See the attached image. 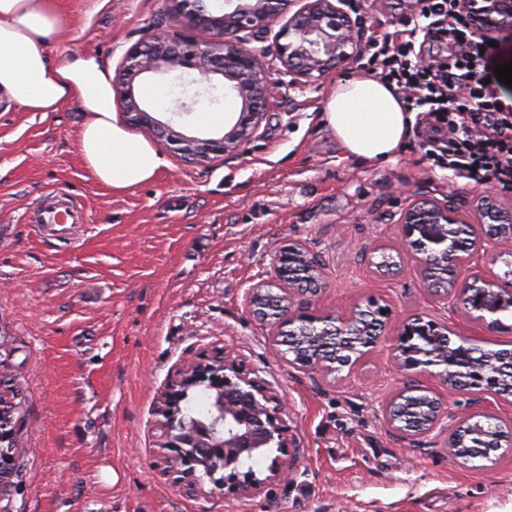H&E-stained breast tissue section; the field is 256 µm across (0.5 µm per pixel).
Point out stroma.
<instances>
[{"label": "stroma", "mask_w": 512, "mask_h": 512, "mask_svg": "<svg viewBox=\"0 0 512 512\" xmlns=\"http://www.w3.org/2000/svg\"><path fill=\"white\" fill-rule=\"evenodd\" d=\"M68 20L47 50L101 53L118 68L126 51L162 22L165 0H59ZM366 37L398 29L405 9L354 0ZM154 84L192 111L151 99L157 120L200 137L222 135L200 113L221 112V79ZM328 87L281 84L256 136L237 153L191 166L169 153L151 184L125 193L97 185L77 142L79 104L24 112L0 102V380L22 401L16 443L21 474L0 501L7 512H512V456L491 465L452 461L453 418L469 394H444L449 416L412 442L382 408L402 386L388 346L416 316L472 335L457 301L430 294L412 255L400 268L371 263L378 242L397 243L402 211L417 196L469 209L493 193L430 169L423 127L401 155L365 165L347 157L317 112ZM64 190L82 224L63 238L38 229L47 193ZM302 242L324 266L316 295L296 306L344 310L374 297L391 318L374 352L353 371L328 376L292 368L245 292L273 280L284 241ZM232 347L246 371L287 405L288 479H268L275 450L253 464L264 485L239 497H190L161 474L152 408L181 358Z\"/></svg>", "instance_id": "1"}]
</instances>
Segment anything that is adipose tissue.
Wrapping results in <instances>:
<instances>
[{
  "label": "adipose tissue",
  "instance_id": "ef3b65f1",
  "mask_svg": "<svg viewBox=\"0 0 512 512\" xmlns=\"http://www.w3.org/2000/svg\"><path fill=\"white\" fill-rule=\"evenodd\" d=\"M65 27L55 0H0V99L26 112L79 103V153L91 178L115 192L153 181L170 161L119 120L104 59L92 50L71 49L59 63L49 61L46 50ZM318 117L348 156L368 164L394 159L415 122L395 86L370 74L332 79Z\"/></svg>",
  "mask_w": 512,
  "mask_h": 512
}]
</instances>
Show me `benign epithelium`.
Here are the masks:
<instances>
[{
    "mask_svg": "<svg viewBox=\"0 0 512 512\" xmlns=\"http://www.w3.org/2000/svg\"><path fill=\"white\" fill-rule=\"evenodd\" d=\"M165 28L133 45L112 78L114 96L125 124L162 145L175 147L188 165H205L232 154L250 142L273 104L274 80L265 51L246 45L243 32L273 39L281 73L289 84H312L330 72L350 68L366 52L360 21L348 10L349 0H224L215 12L208 0H167ZM469 31L482 37L512 29V0H462ZM213 35L211 40L196 36ZM180 71L195 81L212 83L219 76L224 92L240 101L238 120L220 137L190 136L162 123L143 108L135 85L144 76ZM402 233L395 245L379 244L378 268L400 265L411 252L428 290L443 300L462 304L463 319L479 328L503 327L512 316V281L492 269L463 274L489 242L512 239V203L496 195L481 197L473 212L447 202L417 198L404 210ZM467 228L471 248H459L456 229ZM281 294L261 281L247 292V306L270 328L271 341L286 346V360L295 369L321 375L359 365L376 347V331L384 328L389 308L369 298L347 311L294 309V298L317 292L323 267L302 243L288 240L274 255ZM452 335L448 324L414 318L403 323L390 353L400 371L418 380L403 385L384 409L387 424L402 438L414 441L436 430L448 416L438 389L473 395L466 412L456 417L448 447L476 436L494 448L512 453V420L494 412L505 401L502 390L512 367L502 366L495 350L478 347L475 339L458 337L455 350H441L438 341ZM208 401L204 415L190 409V397ZM280 399L256 377L249 376L234 352L218 348L206 357L179 362L160 385L153 408L160 431L157 456L162 472L177 475L191 496L205 495L204 484L245 497L269 480L288 475V439ZM269 475L256 476L251 459L270 447Z\"/></svg>",
    "mask_w": 512,
    "mask_h": 512,
    "instance_id": "1",
    "label": "benign epithelium"
}]
</instances>
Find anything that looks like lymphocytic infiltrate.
I'll use <instances>...</instances> for the list:
<instances>
[{"label": "lymphocytic infiltrate", "instance_id": "obj_1", "mask_svg": "<svg viewBox=\"0 0 512 512\" xmlns=\"http://www.w3.org/2000/svg\"><path fill=\"white\" fill-rule=\"evenodd\" d=\"M488 39H474L456 0H424L404 29L370 42L367 71L395 84L429 129L432 167L512 190V101L489 81Z\"/></svg>", "mask_w": 512, "mask_h": 512}]
</instances>
